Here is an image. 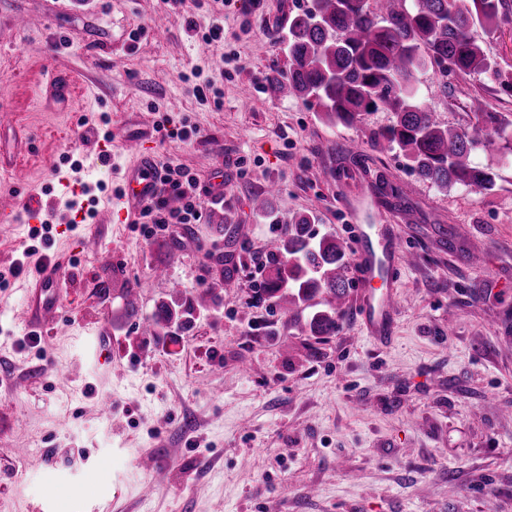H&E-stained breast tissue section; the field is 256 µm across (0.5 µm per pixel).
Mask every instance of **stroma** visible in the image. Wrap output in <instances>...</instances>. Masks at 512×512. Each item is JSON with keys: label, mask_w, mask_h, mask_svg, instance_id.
<instances>
[{"label": "stroma", "mask_w": 512, "mask_h": 512, "mask_svg": "<svg viewBox=\"0 0 512 512\" xmlns=\"http://www.w3.org/2000/svg\"><path fill=\"white\" fill-rule=\"evenodd\" d=\"M208 4L200 23L219 19L222 40L187 31L192 0L62 10L0 0V118L22 128L20 162L0 171L12 188L0 206L49 190L62 163L111 204L128 163L122 140L147 136L157 161L199 177L204 211L152 239L135 230V210L120 224L89 216L33 238L0 222V512H512V155L472 152L495 172L493 189L440 190L399 151L372 147L394 113L336 125L316 101L270 93L288 71V19L311 0H258L247 15ZM47 64L81 84L67 110L37 98ZM196 72L218 98L193 95ZM418 80L424 105L450 125L472 122L474 97L512 113L493 73L427 69ZM166 119L191 138L165 137ZM87 128L111 132V167L91 170ZM271 182L270 219L253 200ZM352 207L364 223L397 225L412 255L383 346L361 330L356 263L345 316L320 343L249 282L295 215L343 242ZM228 217L244 233L233 243L215 231ZM49 257L69 266L65 319L36 340L21 324L19 285ZM173 281L183 301L207 299L190 326L146 336L122 318L126 289L147 317ZM59 365L72 381L57 380ZM49 480L60 493L46 504Z\"/></svg>", "instance_id": "stroma-1"}]
</instances>
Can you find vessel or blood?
<instances>
[{
  "label": "vessel or blood",
  "mask_w": 512,
  "mask_h": 512,
  "mask_svg": "<svg viewBox=\"0 0 512 512\" xmlns=\"http://www.w3.org/2000/svg\"><path fill=\"white\" fill-rule=\"evenodd\" d=\"M40 87L42 101L50 108L67 105L80 91V83L72 72L50 66L43 69ZM122 151L129 159L123 175V206L119 209L106 208L105 214L111 221L123 218L126 206L145 204L159 191L154 147L149 139L125 140ZM52 201L50 193H28L19 209H1L0 220L13 222L21 216L29 224L43 223ZM350 232L353 255L365 286L362 294V328L371 339L389 340L394 317L401 305L396 282L401 270L409 263V253L402 247L401 238L393 225L354 224ZM66 281L64 267L49 260L40 264L25 281L23 322L28 331L38 332L59 317Z\"/></svg>",
  "instance_id": "vessel-or-blood-1"
}]
</instances>
